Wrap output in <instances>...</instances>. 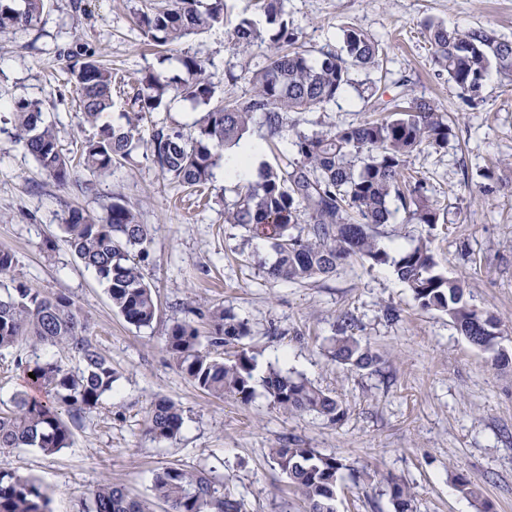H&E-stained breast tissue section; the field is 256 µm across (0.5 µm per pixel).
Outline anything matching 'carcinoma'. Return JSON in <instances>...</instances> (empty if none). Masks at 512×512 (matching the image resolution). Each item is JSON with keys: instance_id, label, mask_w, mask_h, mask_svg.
<instances>
[{"instance_id": "cac0c4a2", "label": "carcinoma", "mask_w": 512, "mask_h": 512, "mask_svg": "<svg viewBox=\"0 0 512 512\" xmlns=\"http://www.w3.org/2000/svg\"><path fill=\"white\" fill-rule=\"evenodd\" d=\"M47 0H0V34L30 27L37 22ZM266 23L276 26L270 36L274 49L264 65L251 73L252 95L232 100L217 96L223 79L215 76L195 55L179 50L181 41L224 22L226 0H169L167 7L143 11L136 22L148 41L170 47L181 74L169 81L146 73L124 113L126 126L101 122L113 107L112 71L92 54H69L68 70L81 95L79 122L97 128L81 144L83 169L101 175L127 158L136 147L134 132L143 115L173 99L208 106L187 129L160 127L153 131L150 155L163 176L187 188L213 179L222 151L239 144L256 121L266 127L271 140L296 126L297 116L323 109L350 84L353 69L373 71L383 66V48L366 31L340 27L341 52L322 48L318 55L297 47L298 33L284 18L283 0H257ZM423 35L433 50L435 63L460 92L471 100L481 98L491 69L512 84V41L486 30H448L428 21ZM265 41L259 23L243 16L228 32L229 47L247 53ZM17 142L34 157L59 186H66L75 170L62 152L53 122L40 104L18 100L11 105ZM453 128L445 113L431 100L413 99L397 106L393 117L366 121L326 132L299 133L292 155H283L276 167L263 166L258 179L237 188L232 203L224 207V222L238 224L251 236L270 242L275 261L268 277L303 283L329 276L345 263L387 261L373 228L388 223L390 203L397 201L415 224H436L437 203L426 194L423 179L408 172L407 162L425 148L436 151L448 145ZM307 226V235L297 232ZM62 230L77 257L108 285L113 308L137 328L152 324L157 305L145 280L141 261L146 256L148 228L136 212L117 199L103 221L74 208ZM15 255L0 249V349L20 344L34 349H55L62 357L17 366L35 378L30 385L44 394L37 400L20 392L13 409L0 413V450L32 447L54 454L71 445V420L96 409L112 391L118 372L98 349L70 296L47 295L15 276ZM398 279L410 288L424 309L445 312L470 344L481 347L494 316L465 300L462 282L437 270L430 242L420 240L402 251L394 264ZM211 326L207 345L198 329L186 321L168 331L167 351L179 371L208 394L232 395L247 403L254 398L255 357L245 349L219 359L212 350L247 336L244 323L222 309L197 313ZM351 319L343 318L339 333L330 341L332 359L356 370H371L378 354L348 332ZM78 358L71 367L64 355ZM270 403L286 413H315L337 423L345 409L335 397L309 382L271 368L263 379ZM147 432L159 442L170 441L184 425L179 404L154 401L147 412ZM272 462L284 473L308 504V512H335L336 486L346 464L333 454L312 448L270 449ZM152 491L166 512H242L241 504L224 492V484L204 469L176 464L153 472ZM394 512H413L411 489L387 480ZM49 498L33 479L0 471V512H50ZM86 512H149L145 503L132 499L125 489L104 482L92 492Z\"/></svg>"}]
</instances>
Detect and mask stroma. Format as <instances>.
Wrapping results in <instances>:
<instances>
[{"label":"stroma","mask_w":512,"mask_h":512,"mask_svg":"<svg viewBox=\"0 0 512 512\" xmlns=\"http://www.w3.org/2000/svg\"><path fill=\"white\" fill-rule=\"evenodd\" d=\"M145 2L49 0L33 26L0 36V248L14 253L16 273L30 287L74 300L119 372L102 405L73 427L70 447L55 454L0 452V471L35 478L51 512H82L106 481L164 512L151 478L171 463L211 471L244 512H305L269 456L292 441L343 461L336 512H393L386 493L391 478L412 488L414 512H512V365L495 366L492 353L471 345L446 313L422 309L393 267L401 251L429 239L438 271L463 282L472 307L499 319L498 345L512 354V90L493 74L482 101H467L421 34L431 20L512 40V0H284L303 48L339 45L340 27L353 25L382 43L385 70L352 72L351 86L334 103L300 115L277 149L264 146L262 164L277 165L296 133L360 124L373 119L374 107L390 108L404 93L434 101L455 122L447 148L409 160L440 209L438 224L407 223L392 203V216L377 233L388 263L356 262L306 283L270 279L269 244L225 223L224 205L237 184L225 179L223 167L215 168L212 187L194 197L153 164L147 144L154 128L189 125L202 107L167 104L140 123L129 160L101 176L77 170L63 187L16 142L9 106L21 98L41 102L67 156L94 135L79 122L66 53H103L125 79L109 115L114 125L124 122L130 82L140 72L176 75L174 61L143 46L134 16ZM228 29L215 25L181 48L224 76L225 96L240 98L251 94L249 76L267 49L231 51ZM490 168L494 178L484 179ZM116 197L148 227L142 272L158 304L148 327H134L113 310L106 283L80 262L61 229L70 208L101 220ZM191 306L221 307L244 322L248 334L238 346L255 357L257 374L272 366L306 378L342 402L344 418L332 423L313 413L287 414L260 391L245 404L203 393L166 350L170 326L190 319ZM344 315L379 353L376 370L331 361L329 340ZM31 357L24 346L0 350V409L27 390L17 361ZM161 397L183 410L182 431L170 442L146 432V412ZM463 477L478 484L479 497L462 489Z\"/></svg>","instance_id":"35a3bbf8"}]
</instances>
